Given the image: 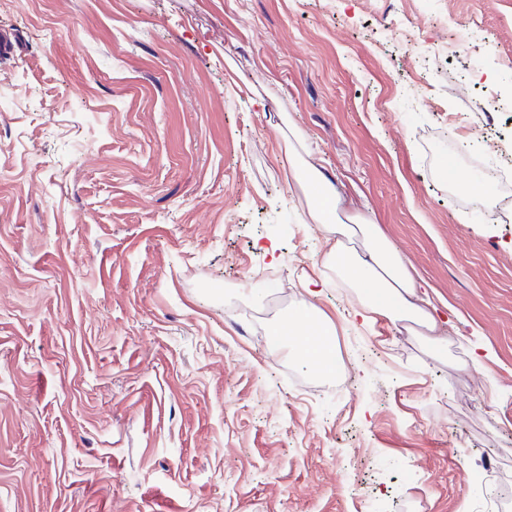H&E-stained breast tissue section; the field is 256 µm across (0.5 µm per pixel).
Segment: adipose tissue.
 <instances>
[{
	"label": "adipose tissue",
	"instance_id": "adipose-tissue-1",
	"mask_svg": "<svg viewBox=\"0 0 512 512\" xmlns=\"http://www.w3.org/2000/svg\"><path fill=\"white\" fill-rule=\"evenodd\" d=\"M316 185L318 192L309 202L305 217L326 235L322 286L330 287L333 279H341L358 295L355 314L363 324L386 318L419 337L430 356L445 352L447 340L438 332L431 303L419 294L416 278L397 251L380 238L375 225L366 221L355 227L361 234L360 248L346 247L344 240L352 227L335 221L340 196L325 178H317ZM318 295V290H310L308 299L270 324L267 333L276 340L278 349H292L310 373L331 377L340 370L341 360L331 342L334 328L328 319L317 315L314 299Z\"/></svg>",
	"mask_w": 512,
	"mask_h": 512
}]
</instances>
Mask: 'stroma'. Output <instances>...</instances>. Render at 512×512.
I'll list each match as a JSON object with an SVG mask.
<instances>
[{
	"label": "stroma",
	"mask_w": 512,
	"mask_h": 512,
	"mask_svg": "<svg viewBox=\"0 0 512 512\" xmlns=\"http://www.w3.org/2000/svg\"><path fill=\"white\" fill-rule=\"evenodd\" d=\"M0 512H484L512 449V0H0ZM457 332L325 289L336 379L272 357L318 280L290 161ZM478 184L473 195L468 183ZM275 271L283 299L255 295Z\"/></svg>",
	"instance_id": "obj_1"
}]
</instances>
